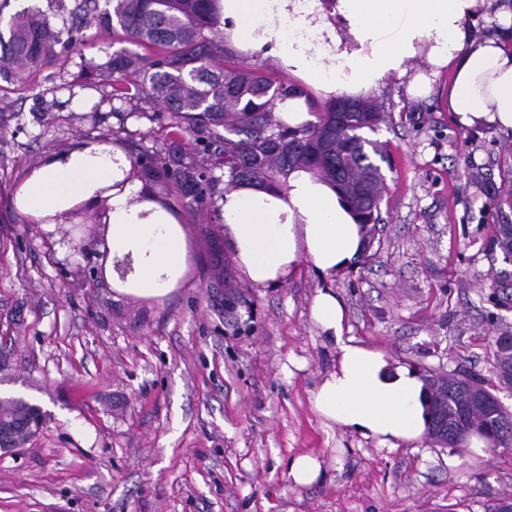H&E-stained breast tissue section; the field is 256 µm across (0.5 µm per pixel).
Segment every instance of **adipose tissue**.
Listing matches in <instances>:
<instances>
[{
    "mask_svg": "<svg viewBox=\"0 0 512 512\" xmlns=\"http://www.w3.org/2000/svg\"><path fill=\"white\" fill-rule=\"evenodd\" d=\"M497 0H220L225 40L249 56L277 59L319 98L360 95L386 76L409 77L412 95L451 69L448 109L460 125L512 134V37L474 39L468 23L491 11L503 28L512 12ZM420 70H413L414 62ZM127 155L102 143L53 154L15 195L34 224L112 186L106 242L114 292L162 299L179 285L188 260L186 236L172 210L142 200L143 186L123 181ZM219 219L247 280L277 286L299 264L332 277L361 258L365 236L331 184L303 169L283 186L242 184L225 190ZM311 317L336 347V368L313 391L327 423L389 447L426 431L424 382L410 367L347 336L345 310L333 289H319Z\"/></svg>",
    "mask_w": 512,
    "mask_h": 512,
    "instance_id": "obj_1",
    "label": "adipose tissue"
}]
</instances>
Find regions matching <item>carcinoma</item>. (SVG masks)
<instances>
[{
  "instance_id": "obj_1",
  "label": "carcinoma",
  "mask_w": 512,
  "mask_h": 512,
  "mask_svg": "<svg viewBox=\"0 0 512 512\" xmlns=\"http://www.w3.org/2000/svg\"><path fill=\"white\" fill-rule=\"evenodd\" d=\"M220 0H80L72 23L57 29L37 8L25 9L0 30V67L23 72L55 60L59 51L81 44L82 30L95 25L111 31L136 50L113 55L112 99L130 102L148 93L169 113L176 135L195 133V152L166 160L164 149L138 154L143 180L178 188L186 206H212L216 177L199 166L197 154L214 155L224 164L227 184L256 183L277 187L288 171L305 168L334 183L363 225L380 221L384 176L372 156H382L380 142L365 136L385 121L378 103L358 100L366 116L340 121L338 101H308L314 120L295 129L274 116L276 102L306 91L274 79L248 64L226 67V49L209 37L218 23ZM145 53H139V50ZM133 74L138 80H128ZM448 423L473 435L493 436L489 449L512 458V411L489 406L479 413V427L465 418L467 397L448 389ZM34 405L22 398L0 399V448L28 440L13 425Z\"/></svg>"
}]
</instances>
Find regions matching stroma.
<instances>
[{
    "mask_svg": "<svg viewBox=\"0 0 512 512\" xmlns=\"http://www.w3.org/2000/svg\"><path fill=\"white\" fill-rule=\"evenodd\" d=\"M123 47L89 27L83 43L16 80L0 76V397L46 419L0 450V512H488L512 495V459L454 454L422 439L388 449L313 410L336 350L310 316L321 288L345 333L394 363L488 376L493 337L512 335V135L459 125L449 73L426 98L385 77L382 221L358 266L321 278L300 265L281 285L249 282L214 212L176 209L188 243L178 288L155 301L90 287L62 240L14 198L49 153L98 137L137 153L188 151L192 136L149 121L153 100L112 109ZM322 465L294 484L293 457Z\"/></svg>",
    "mask_w": 512,
    "mask_h": 512,
    "instance_id": "obj_1",
    "label": "stroma"
}]
</instances>
